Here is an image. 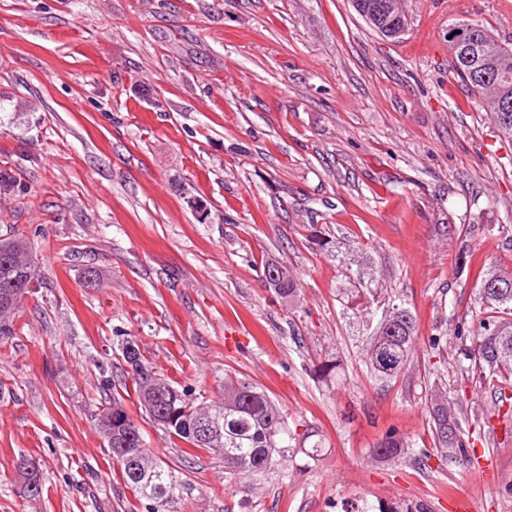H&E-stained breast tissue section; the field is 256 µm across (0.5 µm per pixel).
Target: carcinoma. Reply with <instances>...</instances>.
I'll return each mask as SVG.
<instances>
[{
	"label": "carcinoma",
	"instance_id": "1",
	"mask_svg": "<svg viewBox=\"0 0 512 512\" xmlns=\"http://www.w3.org/2000/svg\"><path fill=\"white\" fill-rule=\"evenodd\" d=\"M384 29L377 33L392 38L394 32L408 27L406 15L392 16L383 13ZM486 40L479 58H467L451 51L453 55V75L481 98L482 107L491 113L503 135L512 138V121H501V113L496 111L498 101H512V42L502 39L493 27L481 24ZM497 73L493 86L479 82L480 72ZM11 244L9 259L0 257V277L12 275L38 278L34 265H20L19 257H31V245L27 238L16 236L8 239ZM507 287L499 293L487 288L488 281ZM277 293L287 298L295 291V277L288 266H283L275 284ZM479 319L472 345L461 348L463 359L469 364H458L461 380L475 381L490 389L497 408L510 407L506 414H512V270L494 269L483 273L480 287ZM395 333L374 338L366 355V364L371 372L380 378L398 376V372L388 373L382 369L381 348L401 358V366H406L414 348L417 323L414 314L405 306H400L399 316L393 324ZM121 355L130 367L125 381L131 383L139 407L151 421H159L160 426L172 437L188 444L192 449H202L226 455L224 468L232 476L250 475L268 468L274 457L288 458L292 450L289 440L293 439L280 408L257 385L233 377L224 376V396L209 403L197 405L188 398L187 389L173 387L165 398L152 402L142 391L140 378L153 371V367L143 357L135 341L126 338L121 341ZM460 395L451 396L448 390H438L430 398L429 416L436 451L452 462L468 464L474 455L471 438L489 434L492 415L486 414L475 420L478 429H465L462 426V409L458 403ZM109 408L120 411L123 424L115 434V439L125 441L129 447L137 449L140 466L135 468L127 460L115 456L112 448H107L112 464L120 470L124 486L138 500L147 501V512H161V509L175 502L178 482L172 469L164 461L151 456L146 448L141 427L122 403V395L112 397ZM210 415L224 431V447H215L198 437V419ZM409 445L395 431L388 432L375 453L381 458L397 457Z\"/></svg>",
	"mask_w": 512,
	"mask_h": 512
}]
</instances>
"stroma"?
<instances>
[{"mask_svg": "<svg viewBox=\"0 0 512 512\" xmlns=\"http://www.w3.org/2000/svg\"><path fill=\"white\" fill-rule=\"evenodd\" d=\"M402 6L392 40L352 0H0V167L20 183L0 239L28 238L39 273L0 341V512H146L94 420L125 334L198 400L228 374L256 384L294 436L239 493L220 455L131 406L179 481L169 512H512V437L466 468L417 454L433 384L491 406L461 382L454 329L478 271L512 268V142L454 79L448 26L512 39V0ZM270 259L293 297L265 287ZM399 302L416 343L382 381L365 355ZM392 430L410 451L377 457ZM272 266H275V263H273V262L267 263L264 266V275H265L266 269L268 267H272ZM278 270L279 271L282 270V267L280 265H277L276 267L272 268L270 270L269 274L267 273V275L264 276L265 282L267 283L268 286H270V282H273L277 279V282H276L274 288L277 290V293L280 296H282L284 298H288L289 296H291L294 293V291L296 289L294 274H293L292 270L288 267L287 264L285 266H283V270L280 271L279 274H278Z\"/></svg>", "mask_w": 512, "mask_h": 512, "instance_id": "35a3bbf8", "label": "stroma"}]
</instances>
